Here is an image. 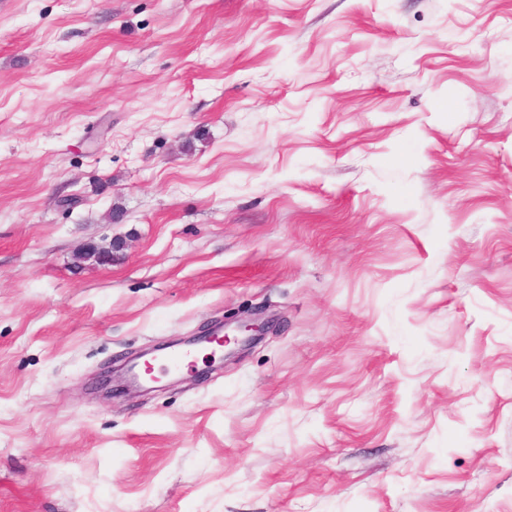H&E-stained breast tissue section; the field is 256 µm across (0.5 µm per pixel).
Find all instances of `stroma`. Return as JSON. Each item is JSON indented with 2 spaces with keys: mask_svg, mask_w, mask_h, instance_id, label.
Masks as SVG:
<instances>
[{
  "mask_svg": "<svg viewBox=\"0 0 512 512\" xmlns=\"http://www.w3.org/2000/svg\"><path fill=\"white\" fill-rule=\"evenodd\" d=\"M0 512H512V0H0ZM276 326L275 320H266L260 323L250 320H240L237 326L239 332L244 333L241 340L243 347L252 346L263 339Z\"/></svg>",
  "mask_w": 512,
  "mask_h": 512,
  "instance_id": "stroma-1",
  "label": "stroma"
}]
</instances>
